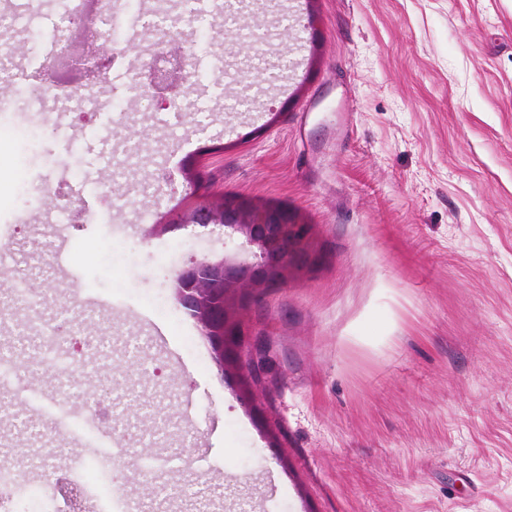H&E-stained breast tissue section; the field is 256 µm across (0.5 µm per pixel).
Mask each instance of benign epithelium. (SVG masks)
Here are the masks:
<instances>
[{
	"instance_id": "1",
	"label": "benign epithelium",
	"mask_w": 512,
	"mask_h": 512,
	"mask_svg": "<svg viewBox=\"0 0 512 512\" xmlns=\"http://www.w3.org/2000/svg\"><path fill=\"white\" fill-rule=\"evenodd\" d=\"M196 223L220 234H242L252 257L250 262L203 258L177 275L178 300L205 329L222 368L227 356L239 357V350L247 341L240 328L228 331L232 325L231 290L278 285L289 266L307 263L304 244L310 227L296 223L286 210L244 213L232 197L224 198V206L217 212L210 207L198 211Z\"/></svg>"
}]
</instances>
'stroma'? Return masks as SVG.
<instances>
[{
	"instance_id": "35a3bbf8",
	"label": "stroma",
	"mask_w": 512,
	"mask_h": 512,
	"mask_svg": "<svg viewBox=\"0 0 512 512\" xmlns=\"http://www.w3.org/2000/svg\"><path fill=\"white\" fill-rule=\"evenodd\" d=\"M58 7L0 0V284L37 232L49 262L70 228L76 275L55 269L53 297L86 289L84 329L117 341L109 376L77 354L71 378L88 396L136 383L157 413L117 447L137 456L155 433L152 454L219 489L164 512H512V0H242L254 42L223 14L140 0L124 23L162 20L184 53L211 26L175 110L133 82L148 28L116 41L94 14L77 49L110 54L92 77L46 57L69 31ZM246 63L253 102L226 77ZM228 194L286 203L312 265L246 291L234 319L259 360L221 367L175 279L248 259L245 240L171 218ZM156 288L166 312L145 301Z\"/></svg>"
}]
</instances>
